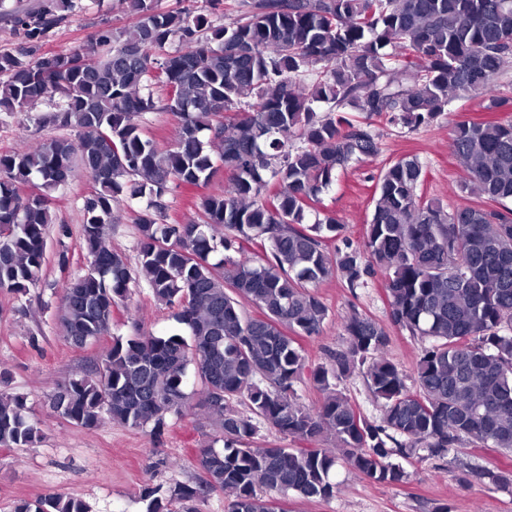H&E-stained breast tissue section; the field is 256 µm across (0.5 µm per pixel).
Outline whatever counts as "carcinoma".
I'll return each instance as SVG.
<instances>
[{"mask_svg": "<svg viewBox=\"0 0 512 512\" xmlns=\"http://www.w3.org/2000/svg\"><path fill=\"white\" fill-rule=\"evenodd\" d=\"M127 4L132 27L39 56L38 43L76 0L10 12L28 47L0 52V112L48 101L45 121L76 137L0 153V289L20 293L40 282L55 223L48 195L24 197L20 187L36 178L57 189L79 167L97 188L83 201L89 267L63 287L62 338L84 348L107 335L139 273L155 302L177 310L188 337H113L92 373L58 385L53 412L79 429L107 416L159 438L168 416L197 397L224 447L198 449L193 485H144L147 512H175L174 504L195 512L191 503L214 493L228 494L224 512H275L276 495L331 497L341 468L404 483L408 472L395 458L418 448L512 453V118L453 127L460 188L480 206L449 210L422 196L424 166L409 155L377 175L361 242L316 208L341 170L378 154L373 116L413 129L455 100L480 97L489 110L512 112V96L496 84L512 65V0H254L224 26L157 0ZM175 41V52L160 54ZM159 110L181 122L166 151L137 122ZM218 162L230 180L201 198L199 220L156 221L172 188L207 182ZM123 196L146 200L134 266L106 237ZM253 240L262 252L241 254V242ZM377 271L392 322L425 341L411 386L388 357L386 326L367 314L340 318L347 346L329 367L308 366L288 335L321 333L329 316L316 292L322 282L339 277L354 293ZM245 302L262 316L248 315ZM358 367L381 404L377 422L336 388ZM306 380L323 393L314 407L297 396ZM264 426L308 443L330 434L339 450L252 447ZM40 437L24 397L0 390V447ZM480 477L512 484V472ZM12 512L87 507L48 493L15 501Z\"/></svg>", "mask_w": 512, "mask_h": 512, "instance_id": "carcinoma-1", "label": "carcinoma"}]
</instances>
